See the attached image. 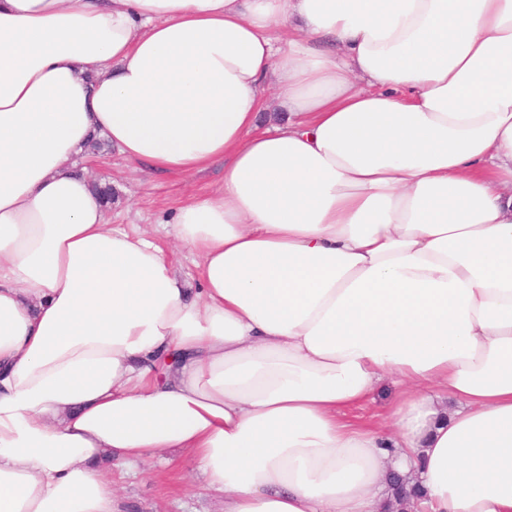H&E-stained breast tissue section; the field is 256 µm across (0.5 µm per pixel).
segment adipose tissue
Wrapping results in <instances>:
<instances>
[{"label": "adipose tissue", "mask_w": 512, "mask_h": 512, "mask_svg": "<svg viewBox=\"0 0 512 512\" xmlns=\"http://www.w3.org/2000/svg\"><path fill=\"white\" fill-rule=\"evenodd\" d=\"M100 138L223 167L195 278ZM171 451L224 512H512V0H0V512ZM393 395V389L389 384H384L380 387L370 401L364 408L353 410L349 413V418L357 420L361 418H370L383 412L384 407L390 401Z\"/></svg>", "instance_id": "1"}]
</instances>
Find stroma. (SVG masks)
I'll return each mask as SVG.
<instances>
[{
	"mask_svg": "<svg viewBox=\"0 0 512 512\" xmlns=\"http://www.w3.org/2000/svg\"><path fill=\"white\" fill-rule=\"evenodd\" d=\"M89 178L113 183L117 200L109 211L113 227L148 231L167 248L175 246L171 217L193 196L207 195L224 178L221 168L200 175L155 174L115 150L77 161ZM123 512H224L223 498L203 490V480L189 469L185 456L168 453L146 457L136 474L113 470Z\"/></svg>",
	"mask_w": 512,
	"mask_h": 512,
	"instance_id": "stroma-1",
	"label": "stroma"
}]
</instances>
